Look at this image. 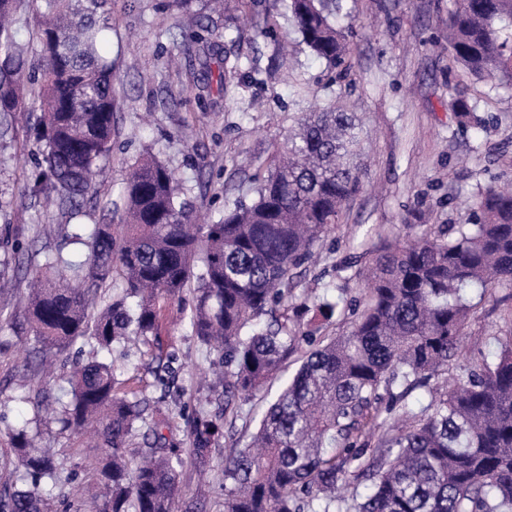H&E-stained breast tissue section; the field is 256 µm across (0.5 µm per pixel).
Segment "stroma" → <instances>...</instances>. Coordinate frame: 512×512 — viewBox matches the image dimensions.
<instances>
[{
    "label": "stroma",
    "instance_id": "35a3bbf8",
    "mask_svg": "<svg viewBox=\"0 0 512 512\" xmlns=\"http://www.w3.org/2000/svg\"><path fill=\"white\" fill-rule=\"evenodd\" d=\"M452 0H347L336 24L348 48L350 69L331 72L299 41L283 0H224L223 14L202 10L203 36L223 41L238 54L245 75L232 95L205 92L206 59L180 24L168 0H112L113 92L117 133L112 156L99 177L101 202H120L129 166L154 153L190 189L195 221L206 224L226 204L255 198L252 177L283 142L298 113L338 102L362 120L366 145L364 188L350 201L338 224L316 247L312 262L296 269L291 319L310 321L299 305L305 289L340 297L331 320L318 324L322 336L351 330V300L361 298L358 271L367 265L380 237L419 238L430 227L456 235L467 223L462 200L486 187L512 190V73L480 81L448 61V11ZM471 105L475 120L458 126L449 90ZM37 114L33 105L15 112L12 131L0 138V254L22 240L32 263L0 276L12 298L0 316V448L11 428L26 424L42 446L67 460L68 475L53 491L49 512L96 493L86 470L97 444L59 425L34 424L28 395L63 397L67 368L61 359L40 364L24 318L28 283L38 264L62 245L55 225L45 223L48 205L28 194L19 149ZM171 326L161 339L178 357V374L168 392L154 385V348L139 343L111 355L119 379L151 406L172 411L169 434L188 448L185 412L215 409L216 394L199 380L209 355L180 324L171 304ZM512 334V288H496L478 301L466 328L458 363L494 353ZM224 454L200 468L184 459L179 468L175 512H223Z\"/></svg>",
    "mask_w": 512,
    "mask_h": 512
}]
</instances>
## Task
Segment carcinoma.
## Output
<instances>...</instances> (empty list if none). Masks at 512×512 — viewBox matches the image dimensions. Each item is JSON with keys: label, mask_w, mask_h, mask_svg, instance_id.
Wrapping results in <instances>:
<instances>
[{"label": "carcinoma", "mask_w": 512, "mask_h": 512, "mask_svg": "<svg viewBox=\"0 0 512 512\" xmlns=\"http://www.w3.org/2000/svg\"><path fill=\"white\" fill-rule=\"evenodd\" d=\"M107 0H35L40 77H32L14 35L21 0H0V134L31 93L39 102L35 148L21 147L30 192L53 197L68 243L27 289L25 318L40 358L79 343L96 351L161 335L166 304L197 283L189 330L224 367V407L197 413L189 453L203 465L261 392L299 351L305 358L270 404L248 448L224 453V512H512V336L459 368L403 427L391 423L407 395L454 369L475 298L512 286V193L486 188L472 222L455 237L385 241L370 267L352 330L324 340L288 321L292 271L362 189L363 140L344 107L303 112L283 147L255 178L256 198L195 224L183 188L148 155L131 164L121 223L112 213L74 224L97 201L96 171L116 134ZM303 42L329 68L345 66L336 16L341 0H290ZM512 22V0H457L448 14L450 64L478 80L504 69L497 23ZM217 75L205 88L227 94L238 59L194 33ZM70 399L59 402L64 430L97 432L102 454L90 465L105 489L93 512H173L179 449L160 444L168 415L135 391L119 392L112 363L72 366ZM385 428L374 436L376 427ZM154 436L141 447L140 437ZM377 439L373 461L361 449ZM0 512H47L65 461L37 448L26 428L11 429L0 462Z\"/></svg>", "instance_id": "obj_1"}]
</instances>
